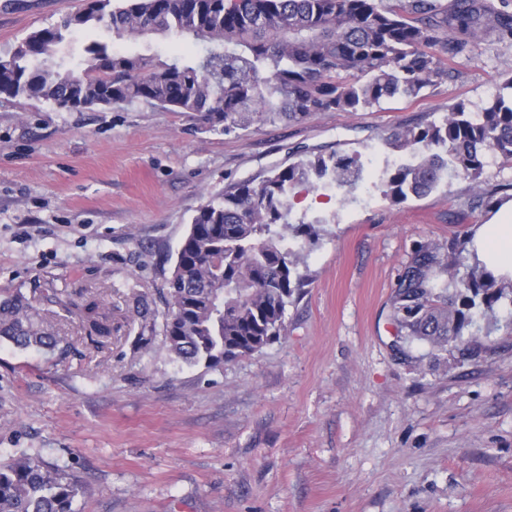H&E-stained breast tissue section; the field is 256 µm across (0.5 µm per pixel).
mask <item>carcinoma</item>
Here are the masks:
<instances>
[{"instance_id": "carcinoma-1", "label": "carcinoma", "mask_w": 512, "mask_h": 512, "mask_svg": "<svg viewBox=\"0 0 512 512\" xmlns=\"http://www.w3.org/2000/svg\"><path fill=\"white\" fill-rule=\"evenodd\" d=\"M87 0L58 26L30 33L0 56V96L43 98L62 108L91 109L145 102L172 112H202L211 130L249 131L256 124L297 121L315 112H357L397 97L417 98L452 73L490 30L512 37V13L493 0ZM104 30L110 40L77 42L73 33ZM189 37L195 49L162 58L150 37ZM142 42L121 52L112 42ZM388 144L408 155L386 173L393 205L420 198L454 179L471 182L474 208L497 206L512 183L485 188L488 159L512 163V76L476 111L464 103L426 124L407 126ZM364 180L358 155H306L256 182L212 194L198 208L162 289L163 343L175 358L215 366L250 355L286 329L293 295L304 287L300 256L288 234L319 238L291 220L292 194L329 186L345 202ZM505 289L489 272L459 277L448 250L419 243L399 275L391 320L403 344L445 349L467 344L473 310H486ZM80 316L86 336L112 335L98 299H72L53 289L0 297V343L66 353L38 302ZM81 485L64 466L18 453L0 466V512H75Z\"/></svg>"}]
</instances>
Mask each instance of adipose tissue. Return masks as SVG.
I'll use <instances>...</instances> for the list:
<instances>
[{
	"mask_svg": "<svg viewBox=\"0 0 512 512\" xmlns=\"http://www.w3.org/2000/svg\"><path fill=\"white\" fill-rule=\"evenodd\" d=\"M467 249L496 278L512 280V199L500 204L487 223L472 226Z\"/></svg>",
	"mask_w": 512,
	"mask_h": 512,
	"instance_id": "1",
	"label": "adipose tissue"
}]
</instances>
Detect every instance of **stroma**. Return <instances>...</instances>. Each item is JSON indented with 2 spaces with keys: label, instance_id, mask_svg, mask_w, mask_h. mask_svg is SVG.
<instances>
[{
  "label": "stroma",
  "instance_id": "stroma-1",
  "mask_svg": "<svg viewBox=\"0 0 512 512\" xmlns=\"http://www.w3.org/2000/svg\"><path fill=\"white\" fill-rule=\"evenodd\" d=\"M84 0H0V56ZM454 79L416 99L317 112L244 134L148 104L68 110L0 97V295L55 288L102 300L112 338L54 318L69 355L0 344V462L21 449L67 466L77 512H512V303L469 351L395 348L398 275L414 245L464 249L489 210L455 180L393 205L378 186L388 137L457 102L479 108L512 75V38L483 34ZM359 153L353 199L298 189L289 239L305 279L286 330L209 367L134 341L197 209L299 150Z\"/></svg>",
  "mask_w": 512,
  "mask_h": 512
}]
</instances>
